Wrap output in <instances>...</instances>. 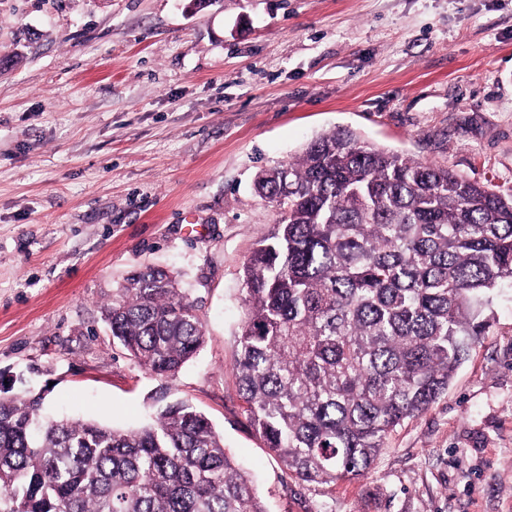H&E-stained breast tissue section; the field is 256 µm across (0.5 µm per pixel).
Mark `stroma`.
Instances as JSON below:
<instances>
[{"label":"stroma","mask_w":512,"mask_h":512,"mask_svg":"<svg viewBox=\"0 0 512 512\" xmlns=\"http://www.w3.org/2000/svg\"><path fill=\"white\" fill-rule=\"evenodd\" d=\"M0 376L118 429L184 400L267 512H512V288L367 477L306 483L233 371L242 270L279 220L258 171L346 127L512 196V0H0ZM177 276L205 344L175 377L112 341L133 272Z\"/></svg>","instance_id":"1"}]
</instances>
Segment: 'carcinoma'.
Listing matches in <instances>:
<instances>
[{
	"mask_svg": "<svg viewBox=\"0 0 512 512\" xmlns=\"http://www.w3.org/2000/svg\"><path fill=\"white\" fill-rule=\"evenodd\" d=\"M282 210L243 268L234 369L250 426L306 483L365 476L385 439L448 390L512 283V198L346 128L256 174ZM112 341L172 378L204 324L149 269L103 305ZM0 391V512H265L222 437L185 402L121 431Z\"/></svg>",
	"mask_w": 512,
	"mask_h": 512,
	"instance_id": "cac0c4a2",
	"label": "carcinoma"
}]
</instances>
